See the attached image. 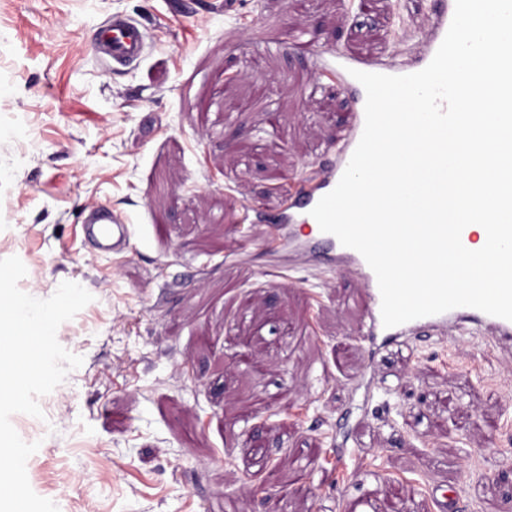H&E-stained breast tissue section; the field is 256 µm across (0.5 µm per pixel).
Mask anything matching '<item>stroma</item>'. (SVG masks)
I'll use <instances>...</instances> for the list:
<instances>
[{
  "label": "stroma",
  "mask_w": 512,
  "mask_h": 512,
  "mask_svg": "<svg viewBox=\"0 0 512 512\" xmlns=\"http://www.w3.org/2000/svg\"><path fill=\"white\" fill-rule=\"evenodd\" d=\"M433 0H0V259L39 299L75 282L93 300L57 330L81 356L43 418L26 471L59 512H512V362L487 338L437 331L402 354L362 334V285L325 263L293 281L237 257L244 207L314 177L352 98L290 48L379 62L411 57ZM127 15L149 32L124 71L97 60V29ZM281 42L278 53L266 52ZM240 73L222 79L226 65ZM280 123L265 131L266 115ZM123 213L130 249L98 252L88 207ZM256 367L244 370L240 356ZM398 379L390 402L376 390ZM278 448L264 498L246 461Z\"/></svg>",
  "instance_id": "35a3bbf8"
}]
</instances>
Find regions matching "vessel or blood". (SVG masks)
<instances>
[{
  "label": "vessel or blood",
  "mask_w": 512,
  "mask_h": 512,
  "mask_svg": "<svg viewBox=\"0 0 512 512\" xmlns=\"http://www.w3.org/2000/svg\"><path fill=\"white\" fill-rule=\"evenodd\" d=\"M454 10V0H439V6L432 15L431 36L423 46L417 62L418 68H425L432 60L449 28ZM291 44L296 50L315 57L318 71L332 73L353 91V114L336 149L337 158L327 171L301 184L289 186L280 207L272 213L257 212V221L262 224L287 225L294 240L327 260L344 257L350 271L358 274L365 286L367 315L364 332L379 340L388 349L402 350L409 334H428L448 325L489 335L500 351L511 354L512 321L474 308L459 307L395 327H384L381 319V295L374 272L357 251L341 245L334 235L322 232L311 211L337 185L364 129L366 93L362 84L354 78V71H382L388 75H405L409 69L398 63L381 68L368 59L350 60L330 54L326 50L318 49L309 32L305 30L295 31L291 36ZM147 47L148 35L145 29L131 17L116 16L98 30L94 53L105 68L120 69L139 61ZM82 229L85 237L93 240L99 250L105 253L124 252L131 238L128 219L102 206L89 208Z\"/></svg>",
  "instance_id": "1"
}]
</instances>
